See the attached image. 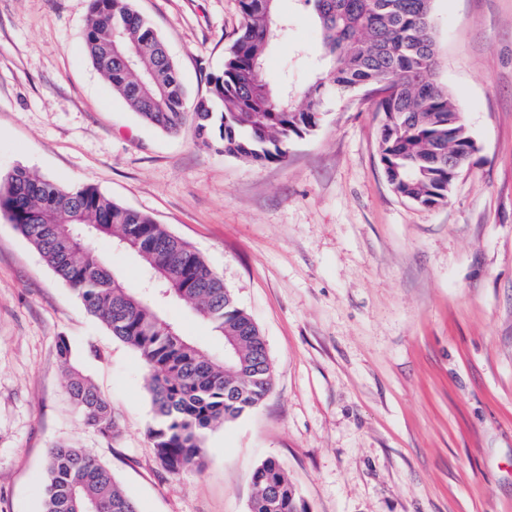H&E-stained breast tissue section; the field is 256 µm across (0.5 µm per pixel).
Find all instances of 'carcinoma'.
Wrapping results in <instances>:
<instances>
[{"label": "carcinoma", "mask_w": 512, "mask_h": 512, "mask_svg": "<svg viewBox=\"0 0 512 512\" xmlns=\"http://www.w3.org/2000/svg\"><path fill=\"white\" fill-rule=\"evenodd\" d=\"M276 0H240L244 23L223 70L206 95L189 100L178 69L157 31L132 0H93L83 42L94 68L112 51L105 75L146 125L175 134L187 119L199 139L251 163L282 162L288 144L319 126L331 94L380 87L379 162L392 191L432 206L447 197L448 118L458 108L448 90L425 73L432 0H305L321 27L324 71L297 90L262 75L270 36L281 25ZM0 215L14 224L86 311L140 356L150 379L156 421L149 428L158 459L177 472L201 466L209 431L258 406L271 388L265 338L238 306L224 280L184 241L149 215L123 207L91 183L62 185L18 167L0 179ZM99 241L133 256L145 287L162 280L167 299L194 306L223 343L229 361L204 356L199 346L110 270ZM67 389L88 425L110 437L116 422L105 397L77 369ZM48 481L40 512H138L112 469L81 448L60 444L46 460ZM249 512H306L281 464L256 468Z\"/></svg>", "instance_id": "cac0c4a2"}]
</instances>
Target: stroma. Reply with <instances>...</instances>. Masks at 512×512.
I'll use <instances>...</instances> for the list:
<instances>
[{"label": "stroma", "mask_w": 512, "mask_h": 512, "mask_svg": "<svg viewBox=\"0 0 512 512\" xmlns=\"http://www.w3.org/2000/svg\"><path fill=\"white\" fill-rule=\"evenodd\" d=\"M194 96L243 24L239 0H133ZM92 0H0V175L25 167L91 182L198 253L260 327L266 399L209 434L201 467L173 474L136 351L84 309L0 218V512H38L49 448L107 463L139 512H248L253 475L280 462L307 512H512V0H434L440 78L477 149L447 205L396 196L363 93L328 96L285 162L201 144L193 123L142 125L82 44ZM264 69L304 86L320 31L302 0ZM168 320L223 354L191 306ZM107 399L87 426L58 355Z\"/></svg>", "instance_id": "35a3bbf8"}]
</instances>
